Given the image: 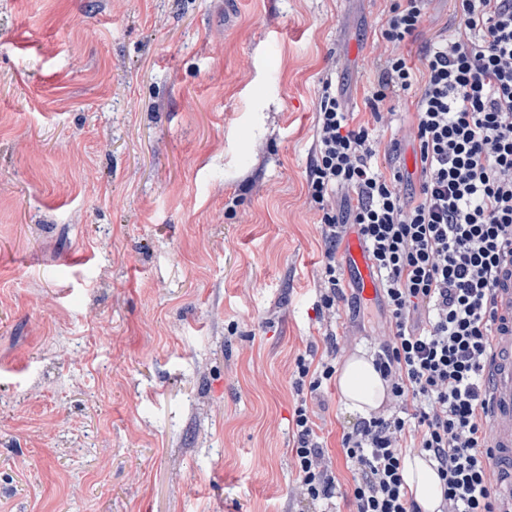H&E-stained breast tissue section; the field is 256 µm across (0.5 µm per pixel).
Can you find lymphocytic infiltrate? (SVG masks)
Segmentation results:
<instances>
[{
	"instance_id": "lymphocytic-infiltrate-1",
	"label": "lymphocytic infiltrate",
	"mask_w": 512,
	"mask_h": 512,
	"mask_svg": "<svg viewBox=\"0 0 512 512\" xmlns=\"http://www.w3.org/2000/svg\"><path fill=\"white\" fill-rule=\"evenodd\" d=\"M430 0H388L380 38L387 56L365 99H411L406 136L412 166L382 171L377 141L355 122L331 78L320 81L307 201L319 216L324 286L317 307L341 298L336 250L356 231L391 317L373 361L388 408L342 436L353 473L340 490L306 403L293 423L298 488L312 506L345 493L353 512H423L409 496L402 461L428 456L442 483L437 512H500L490 457L489 368L500 258L512 255V0H452L454 25L421 46L419 67L403 53ZM354 198L346 216L337 193ZM336 350L297 357V393L316 395L336 373Z\"/></svg>"
}]
</instances>
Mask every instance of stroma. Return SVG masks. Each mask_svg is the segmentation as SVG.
<instances>
[{
    "instance_id": "obj_1",
    "label": "stroma",
    "mask_w": 512,
    "mask_h": 512,
    "mask_svg": "<svg viewBox=\"0 0 512 512\" xmlns=\"http://www.w3.org/2000/svg\"><path fill=\"white\" fill-rule=\"evenodd\" d=\"M383 0H0V512H304L296 356L373 355L317 310L319 81L364 98ZM341 489L356 422L308 401Z\"/></svg>"
}]
</instances>
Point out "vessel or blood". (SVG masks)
<instances>
[{"instance_id":"1","label":"vessel or blood","mask_w":512,"mask_h":512,"mask_svg":"<svg viewBox=\"0 0 512 512\" xmlns=\"http://www.w3.org/2000/svg\"><path fill=\"white\" fill-rule=\"evenodd\" d=\"M359 273L363 295L374 292L375 274L356 236L344 243ZM490 379L492 462L500 475L498 491L512 502V257L504 263L495 285V325Z\"/></svg>"}]
</instances>
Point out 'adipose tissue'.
<instances>
[{
	"label": "adipose tissue",
	"instance_id": "ef3b65f1",
	"mask_svg": "<svg viewBox=\"0 0 512 512\" xmlns=\"http://www.w3.org/2000/svg\"><path fill=\"white\" fill-rule=\"evenodd\" d=\"M339 389L347 408L364 415L376 409L386 396V386L371 359L354 356L341 370ZM403 477L423 512H435L441 501V482L425 457L409 452L403 460Z\"/></svg>",
	"mask_w": 512,
	"mask_h": 512
}]
</instances>
